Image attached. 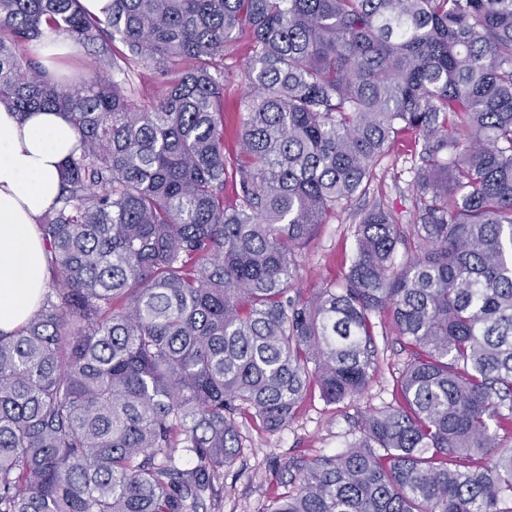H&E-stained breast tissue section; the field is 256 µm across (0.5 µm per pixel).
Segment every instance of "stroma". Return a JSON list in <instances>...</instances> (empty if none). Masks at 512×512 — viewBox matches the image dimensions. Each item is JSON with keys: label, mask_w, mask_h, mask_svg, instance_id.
Wrapping results in <instances>:
<instances>
[{"label": "stroma", "mask_w": 512, "mask_h": 512, "mask_svg": "<svg viewBox=\"0 0 512 512\" xmlns=\"http://www.w3.org/2000/svg\"><path fill=\"white\" fill-rule=\"evenodd\" d=\"M54 53L47 67L58 81H89L109 74L111 53L105 46L85 47L65 36L50 39ZM252 51L247 33H239L219 66L228 74L224 84V152L235 157L240 150L241 100L247 92L242 73ZM415 143L412 135H400L376 169L369 192L339 208L321 226L317 237L300 259L298 287L314 291L327 281H342L355 251V214L380 201L402 227L416 218L411 183ZM376 370L369 389L361 396L336 404L319 395L308 397L296 416L281 431L261 432L248 418H240L243 452L224 471L221 512H267L275 494L288 491L296 475L294 462L301 457L331 454L353 441L364 418L395 399L396 379L409 357L404 340L390 324L377 326Z\"/></svg>", "instance_id": "stroma-1"}]
</instances>
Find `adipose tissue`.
Instances as JSON below:
<instances>
[{
  "mask_svg": "<svg viewBox=\"0 0 512 512\" xmlns=\"http://www.w3.org/2000/svg\"><path fill=\"white\" fill-rule=\"evenodd\" d=\"M78 146L65 113L0 108V331L26 321L47 286L38 224L60 191V168Z\"/></svg>",
  "mask_w": 512,
  "mask_h": 512,
  "instance_id": "ef3b65f1",
  "label": "adipose tissue"
}]
</instances>
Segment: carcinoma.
<instances>
[{
	"label": "carcinoma",
	"instance_id": "1",
	"mask_svg": "<svg viewBox=\"0 0 512 512\" xmlns=\"http://www.w3.org/2000/svg\"><path fill=\"white\" fill-rule=\"evenodd\" d=\"M248 29L241 152L224 58ZM122 44L62 88L19 50ZM135 64L166 77L140 108ZM0 106L80 136L39 230L52 278L0 332V512H220L238 417L269 434L318 390L361 395L388 313L399 402L298 460L268 512H499L512 494V0H0ZM417 143L411 237L361 209L345 282L293 288L299 254ZM233 184L227 199L224 187ZM406 259L397 264L398 246Z\"/></svg>",
	"mask_w": 512,
	"mask_h": 512
}]
</instances>
